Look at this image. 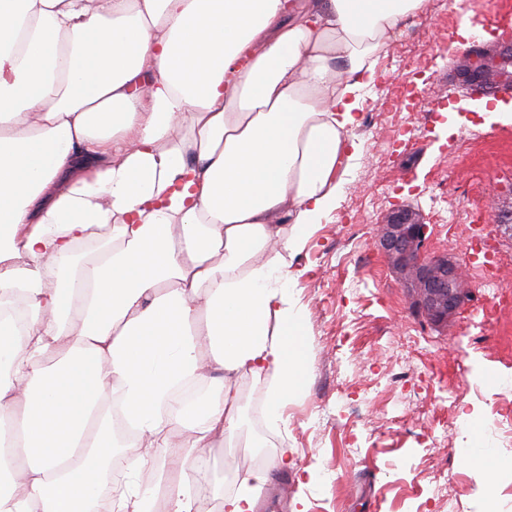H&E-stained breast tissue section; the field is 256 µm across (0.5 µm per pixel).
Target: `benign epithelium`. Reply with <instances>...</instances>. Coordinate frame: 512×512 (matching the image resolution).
Instances as JSON below:
<instances>
[{"mask_svg":"<svg viewBox=\"0 0 512 512\" xmlns=\"http://www.w3.org/2000/svg\"><path fill=\"white\" fill-rule=\"evenodd\" d=\"M506 50L489 56L476 47L470 51L465 75L473 84L485 85V75L495 71L500 83L512 87V35ZM428 225L414 212L396 209L381 225L379 244L401 284L413 292L419 307L434 323L448 321L464 301L462 268L446 255L425 256Z\"/></svg>","mask_w":512,"mask_h":512,"instance_id":"7a95c632","label":"benign epithelium"}]
</instances>
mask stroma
<instances>
[{"mask_svg":"<svg viewBox=\"0 0 512 512\" xmlns=\"http://www.w3.org/2000/svg\"><path fill=\"white\" fill-rule=\"evenodd\" d=\"M512 26V0H464L463 12L425 0L405 18L380 63L389 82L364 91L360 151L350 160L336 208L291 259L307 331L309 376L288 406V426H267V377L238 380L241 458L224 468V442L201 449L195 485L210 512L220 482L233 492L256 467L267 490L286 493L284 512H512V300L476 281L448 324L433 323L375 246L397 207L429 226L427 254H445L475 273L462 241L470 212H483L498 262L512 268V90L467 82L473 45L462 21ZM416 103L394 105L401 85ZM496 434L501 471L463 463L472 427ZM297 451L296 468L275 461Z\"/></svg>","mask_w":512,"mask_h":512,"instance_id":"1","label":"stroma"}]
</instances>
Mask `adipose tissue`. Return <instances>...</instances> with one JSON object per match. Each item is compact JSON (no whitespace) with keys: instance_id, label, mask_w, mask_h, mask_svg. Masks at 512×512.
Here are the masks:
<instances>
[{"instance_id":"1","label":"adipose tissue","mask_w":512,"mask_h":512,"mask_svg":"<svg viewBox=\"0 0 512 512\" xmlns=\"http://www.w3.org/2000/svg\"><path fill=\"white\" fill-rule=\"evenodd\" d=\"M423 0H0V512H206L185 471L302 389L285 257L336 207L374 57ZM111 225V242L97 227ZM268 473L225 493L254 512Z\"/></svg>"}]
</instances>
